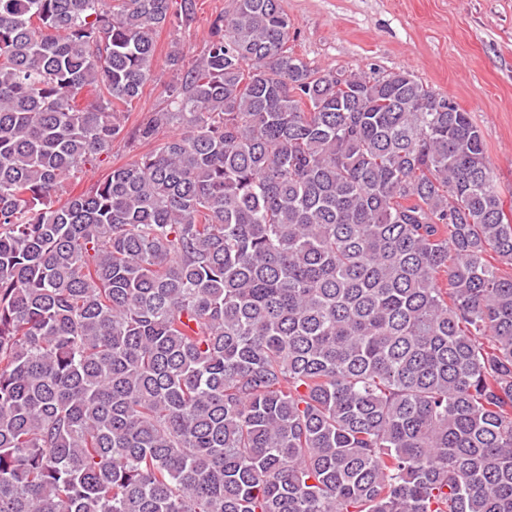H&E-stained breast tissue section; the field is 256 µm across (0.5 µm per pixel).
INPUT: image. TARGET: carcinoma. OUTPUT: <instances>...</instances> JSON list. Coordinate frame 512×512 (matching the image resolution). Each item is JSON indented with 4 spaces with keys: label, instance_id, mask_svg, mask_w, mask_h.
<instances>
[{
    "label": "carcinoma",
    "instance_id": "1",
    "mask_svg": "<svg viewBox=\"0 0 512 512\" xmlns=\"http://www.w3.org/2000/svg\"><path fill=\"white\" fill-rule=\"evenodd\" d=\"M231 2L129 129L196 0H0V512H512L479 127ZM119 140L149 149L64 197Z\"/></svg>",
    "mask_w": 512,
    "mask_h": 512
}]
</instances>
